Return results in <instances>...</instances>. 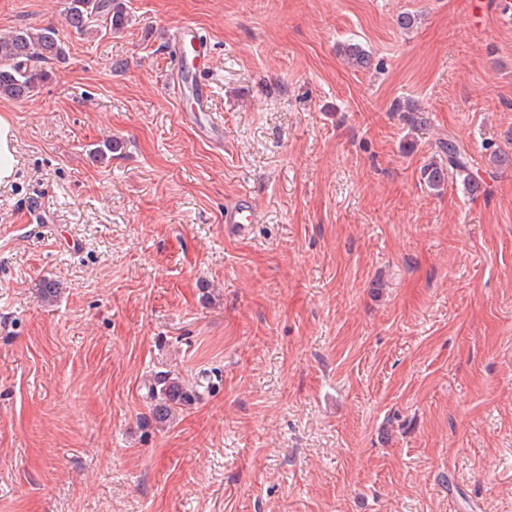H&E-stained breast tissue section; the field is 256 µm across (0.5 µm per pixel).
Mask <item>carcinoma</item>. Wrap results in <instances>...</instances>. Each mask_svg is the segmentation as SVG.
<instances>
[{"label":"carcinoma","mask_w":512,"mask_h":512,"mask_svg":"<svg viewBox=\"0 0 512 512\" xmlns=\"http://www.w3.org/2000/svg\"><path fill=\"white\" fill-rule=\"evenodd\" d=\"M65 23L79 35L119 33L129 24L123 0H68ZM340 53L352 66L365 67L368 55L358 45L341 46ZM66 59V46L59 28L20 27L0 34V97L28 98L52 76L49 65ZM440 151L446 161H435L421 173L427 186L441 190L448 168L471 179L469 160L455 140L441 143ZM151 400L149 417L155 424L166 423L178 410L200 399L198 389L188 388L176 374H166L148 386Z\"/></svg>","instance_id":"1"}]
</instances>
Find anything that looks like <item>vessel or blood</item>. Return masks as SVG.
I'll return each mask as SVG.
<instances>
[{"label":"vessel or blood","mask_w":512,"mask_h":512,"mask_svg":"<svg viewBox=\"0 0 512 512\" xmlns=\"http://www.w3.org/2000/svg\"><path fill=\"white\" fill-rule=\"evenodd\" d=\"M177 85L189 86L191 90V108L188 119L192 122L201 138L212 142L224 139V124L214 116L210 106V91L202 78L203 66L190 61L186 53H179L175 66ZM257 219L256 210L251 202L225 208L224 231L232 236H243L250 224Z\"/></svg>","instance_id":"1"}]
</instances>
